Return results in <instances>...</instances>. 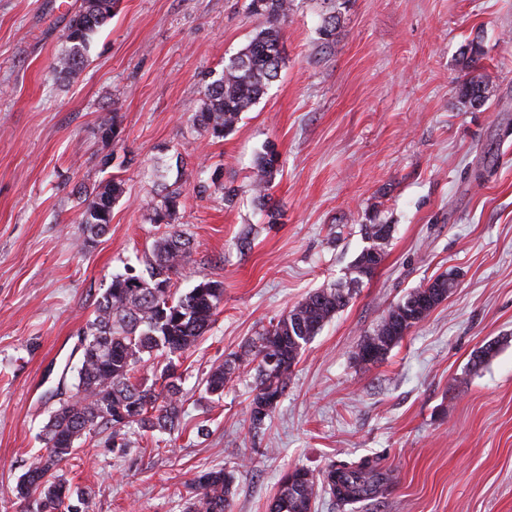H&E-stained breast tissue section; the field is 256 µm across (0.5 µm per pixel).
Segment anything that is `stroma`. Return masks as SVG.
I'll return each mask as SVG.
<instances>
[{"label": "stroma", "instance_id": "1", "mask_svg": "<svg viewBox=\"0 0 512 512\" xmlns=\"http://www.w3.org/2000/svg\"><path fill=\"white\" fill-rule=\"evenodd\" d=\"M81 2L0 0V512H28L12 489L70 393L96 301L150 252L165 187L180 189L176 222L193 239L173 290L206 277L224 299L182 360L172 443L134 434L119 456L103 432L66 465L95 512H184L188 483L215 467L235 474L232 512H267L284 470L361 458L387 485L351 509L318 494L313 512H512V0H348L329 47L323 0H294L280 78L221 138L192 116L262 25L248 0H120L89 65L59 79L51 67ZM472 41L493 88L478 109L456 93ZM106 116L112 142L98 131ZM269 144L274 221L252 191ZM201 165L219 168L233 201L195 191ZM113 177L126 193L107 233L83 244L76 188ZM373 219L392 227L381 267L306 346L252 434L253 370L220 401L206 370L343 277ZM446 271L457 275L447 300L384 361L359 365L357 344L390 306ZM491 341L494 357L473 367Z\"/></svg>", "mask_w": 512, "mask_h": 512}]
</instances>
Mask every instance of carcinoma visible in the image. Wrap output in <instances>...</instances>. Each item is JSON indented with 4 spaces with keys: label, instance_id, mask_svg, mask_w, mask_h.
I'll list each match as a JSON object with an SVG mask.
<instances>
[{
    "label": "carcinoma",
    "instance_id": "1",
    "mask_svg": "<svg viewBox=\"0 0 512 512\" xmlns=\"http://www.w3.org/2000/svg\"><path fill=\"white\" fill-rule=\"evenodd\" d=\"M118 2L83 0L66 26L63 47L52 65L55 76L68 77L86 65L93 36L112 19ZM291 8L292 0H249L248 12L265 18V25L206 85L200 108L193 115L194 123L211 136L220 138L230 131L279 76L282 25ZM339 24L337 10L323 14L319 34L324 45L334 44ZM483 55L478 42L469 43L463 52L467 77L458 83L457 94L473 108L488 100V84L479 73ZM277 166L278 154L272 148L258 159L256 200L270 217L276 211L269 187ZM198 176V192L217 187L224 190V197L235 196L233 190L218 183L216 173L208 174L201 167ZM124 194V183L114 177L90 192L84 191L83 209L76 220L83 226L84 242L107 232L112 206ZM180 197L179 190H170L153 207L151 222L163 231L146 258L148 276L134 273L131 267L113 276L96 302L93 318L83 329L87 347L73 370L72 393L52 410L43 429L44 451L31 456L14 487L18 500H34L35 512H90L93 508L90 497L74 493L64 474V466L86 436L109 429L113 452L123 454L132 431L172 434L179 429L180 359L208 331L224 297L221 282L208 278L184 294L171 289V275L177 274L192 255L191 238L174 224ZM361 231L365 245L348 267L344 280L309 292L252 337L241 352L212 363L206 372V393L220 397L236 370L254 366L251 431L261 430L285 396L304 347L348 305L356 285L375 273L391 225L363 224ZM455 287L456 279L449 272L412 289L388 309L372 334L360 340L354 359L364 365L382 362ZM142 370L152 376V382L139 377ZM234 482V473L222 467L200 474L191 484L185 512H230ZM385 484L386 477L377 463L367 458L334 462L318 476L295 468L282 475L268 512H311L318 485L344 507L367 500Z\"/></svg>",
    "mask_w": 512,
    "mask_h": 512
}]
</instances>
